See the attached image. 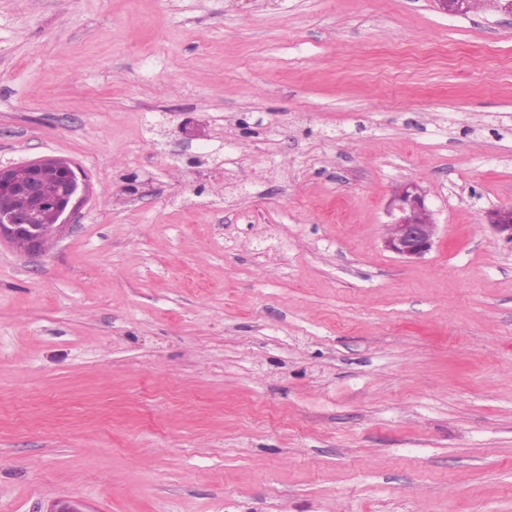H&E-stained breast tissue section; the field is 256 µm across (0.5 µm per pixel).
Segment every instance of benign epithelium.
<instances>
[{
    "label": "benign epithelium",
    "mask_w": 512,
    "mask_h": 512,
    "mask_svg": "<svg viewBox=\"0 0 512 512\" xmlns=\"http://www.w3.org/2000/svg\"><path fill=\"white\" fill-rule=\"evenodd\" d=\"M29 171L27 181L17 184L15 167L0 165V242L27 255L42 254L48 241L65 228L62 217L73 212L86 189L78 179L74 164L64 158L44 157L24 163ZM58 176L65 185V194L53 201L55 224L50 231L24 207V201L45 192L48 177ZM388 221L382 225V244L385 250L406 261L423 257L439 238L440 227L428 207L423 189L414 182L393 188L386 206ZM492 230L512 241V205L491 209L485 215Z\"/></svg>",
    "instance_id": "7a95c632"
}]
</instances>
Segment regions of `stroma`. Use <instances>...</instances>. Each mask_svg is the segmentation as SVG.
Listing matches in <instances>:
<instances>
[{"label": "stroma", "instance_id": "stroma-1", "mask_svg": "<svg viewBox=\"0 0 512 512\" xmlns=\"http://www.w3.org/2000/svg\"><path fill=\"white\" fill-rule=\"evenodd\" d=\"M44 156L89 190L0 244V512H512L497 0H0V164ZM382 226L385 250L406 261L423 257L439 238L440 225L428 207L423 189L414 182L393 188ZM486 224L505 239L512 242V205L491 209L485 215Z\"/></svg>", "mask_w": 512, "mask_h": 512}]
</instances>
